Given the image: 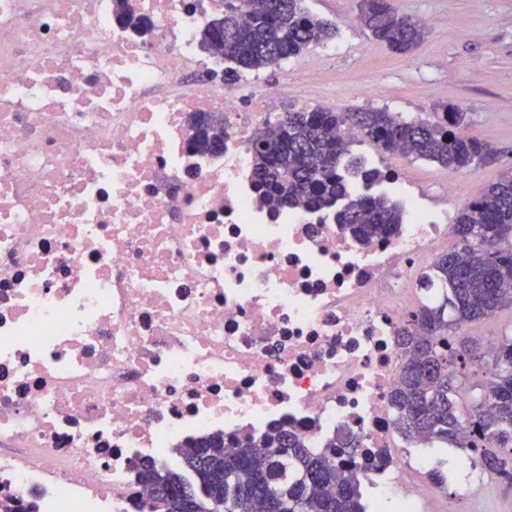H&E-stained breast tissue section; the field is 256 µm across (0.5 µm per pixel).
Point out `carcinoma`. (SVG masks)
<instances>
[{"instance_id":"carcinoma-1","label":"carcinoma","mask_w":512,"mask_h":512,"mask_svg":"<svg viewBox=\"0 0 512 512\" xmlns=\"http://www.w3.org/2000/svg\"><path fill=\"white\" fill-rule=\"evenodd\" d=\"M358 22L399 54L415 50L427 34L425 24L399 13L392 0H361ZM337 33V25L311 15L304 0H228L224 15L204 25L202 40L220 36L229 63L224 75L233 77L297 57ZM465 118L454 112L445 127L377 108L293 109L256 135L255 188L274 209L334 207L337 223L352 234H381L403 223L402 211L383 198L351 193L350 172L369 184L383 174L364 168L352 153L353 140L331 131L352 126L385 152L456 172L491 154L489 145L467 133ZM454 234L458 247L437 257L421 276V287L446 290L444 300L421 306L397 331L408 359L390 396L394 426L417 445L473 449L482 473L511 485L512 339L493 356V379L466 407L456 400L464 383H454L452 367H466L473 352L453 336L456 328L512 308V171L461 210ZM183 464L193 481L156 462L140 465L138 479L152 507L181 512L190 496L194 512H365L356 474L281 427L238 441L232 453L224 452V434L203 437Z\"/></svg>"}]
</instances>
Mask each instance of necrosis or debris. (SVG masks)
<instances>
[{"label":"necrosis or debris","instance_id":"obj_1","mask_svg":"<svg viewBox=\"0 0 512 512\" xmlns=\"http://www.w3.org/2000/svg\"><path fill=\"white\" fill-rule=\"evenodd\" d=\"M225 0H0V485L43 512H151L139 464L283 426L419 512L431 461L393 445L398 329L448 244L272 210L253 141L288 98L200 45ZM222 116L224 150L189 118Z\"/></svg>","mask_w":512,"mask_h":512}]
</instances>
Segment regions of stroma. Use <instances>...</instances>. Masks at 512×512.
Listing matches in <instances>:
<instances>
[{
	"label": "stroma",
	"mask_w": 512,
	"mask_h": 512,
	"mask_svg": "<svg viewBox=\"0 0 512 512\" xmlns=\"http://www.w3.org/2000/svg\"><path fill=\"white\" fill-rule=\"evenodd\" d=\"M400 13L430 21V33L413 52L397 54L372 39L356 23L360 0H305L313 16L336 22L335 52L310 47L296 58L265 69L270 82L288 83V106L295 109L391 112H466L468 132L496 151L487 163L449 173L424 160L382 152L369 139L353 143L355 155L381 171L399 170L424 189L441 193L448 177L461 184L448 200V215L477 198L512 170V0H394ZM462 461L442 467L443 483L429 474L418 480L430 494L452 503L455 512H512V487L490 477L461 479Z\"/></svg>",
	"instance_id": "obj_1"
}]
</instances>
